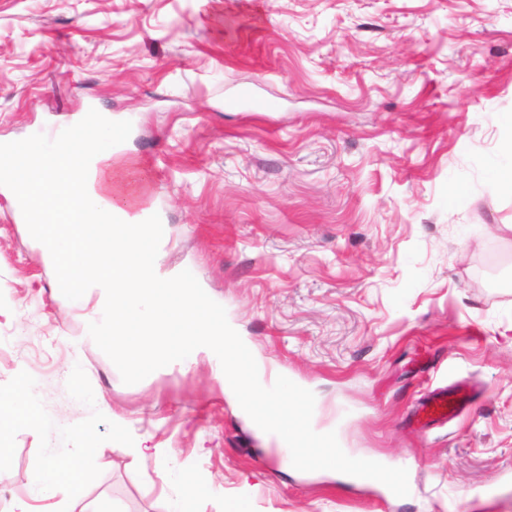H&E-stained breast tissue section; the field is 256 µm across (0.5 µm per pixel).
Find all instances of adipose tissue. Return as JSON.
Segmentation results:
<instances>
[{
	"label": "adipose tissue",
	"instance_id": "obj_1",
	"mask_svg": "<svg viewBox=\"0 0 512 512\" xmlns=\"http://www.w3.org/2000/svg\"><path fill=\"white\" fill-rule=\"evenodd\" d=\"M85 125L86 133L62 145L27 139L0 148V182L38 188L36 201L48 210L56 205L55 188L65 177L61 157L82 159L89 163L82 179L89 210L134 206L143 196L146 184L131 178L128 161L113 149L111 117L90 118ZM154 462L158 478L172 489L167 512H200L193 481L178 465L174 453L158 450ZM83 482L84 473L71 449L58 447L50 449L42 466L32 473L29 492L46 498L56 487L68 486L72 497L61 504L58 512H74Z\"/></svg>",
	"mask_w": 512,
	"mask_h": 512
}]
</instances>
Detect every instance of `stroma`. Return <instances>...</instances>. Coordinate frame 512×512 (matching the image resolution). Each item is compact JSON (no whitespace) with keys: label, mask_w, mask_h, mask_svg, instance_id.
Returning <instances> with one entry per match:
<instances>
[{"label":"stroma","mask_w":512,"mask_h":512,"mask_svg":"<svg viewBox=\"0 0 512 512\" xmlns=\"http://www.w3.org/2000/svg\"><path fill=\"white\" fill-rule=\"evenodd\" d=\"M268 109L231 106L241 88ZM512 0H0V144L105 114L163 216L160 271L190 270L266 368L319 401L343 447L411 472V495L284 471L215 358L124 384L87 310L0 191V512L49 449H76L81 507L164 512L154 448L201 512H512V192L487 167L512 129ZM472 403L412 424L431 389ZM31 394V390L25 387L23 393L12 401L10 405L12 424L43 427L41 420H39L29 408L27 399Z\"/></svg>","instance_id":"35a3bbf8"}]
</instances>
